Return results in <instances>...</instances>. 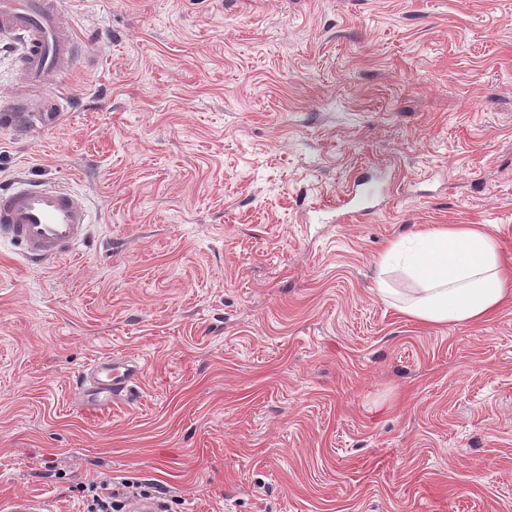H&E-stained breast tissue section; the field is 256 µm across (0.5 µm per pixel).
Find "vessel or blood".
<instances>
[{
	"instance_id": "obj_1",
	"label": "vessel or blood",
	"mask_w": 512,
	"mask_h": 512,
	"mask_svg": "<svg viewBox=\"0 0 512 512\" xmlns=\"http://www.w3.org/2000/svg\"><path fill=\"white\" fill-rule=\"evenodd\" d=\"M0 33L20 40L18 75L31 89L73 70L83 53L75 28L59 17L58 0H0ZM62 110L58 99H41L34 107L37 125L54 126ZM90 222L86 200L70 189L19 180L0 190V240L16 244L32 261L77 255ZM142 376L138 361L102 356L80 371L74 397L100 411L132 404L139 398Z\"/></svg>"
}]
</instances>
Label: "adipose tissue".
<instances>
[{
    "label": "adipose tissue",
    "mask_w": 512,
    "mask_h": 512,
    "mask_svg": "<svg viewBox=\"0 0 512 512\" xmlns=\"http://www.w3.org/2000/svg\"><path fill=\"white\" fill-rule=\"evenodd\" d=\"M395 271L418 284L417 296L398 295ZM377 292L417 322L468 323L494 313L512 295V281L501 269L497 239L484 227L459 224L390 243L378 262Z\"/></svg>",
    "instance_id": "obj_1"
}]
</instances>
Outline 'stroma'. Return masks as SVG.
<instances>
[{
	"label": "stroma",
	"instance_id": "stroma-1",
	"mask_svg": "<svg viewBox=\"0 0 512 512\" xmlns=\"http://www.w3.org/2000/svg\"><path fill=\"white\" fill-rule=\"evenodd\" d=\"M61 8L85 59L56 126L0 122V188L93 222L72 261L0 244V505L133 477L177 512H512V301L425 326L376 281L453 224L512 268V0ZM102 355L143 364L137 405L73 400Z\"/></svg>",
	"mask_w": 512,
	"mask_h": 512
}]
</instances>
